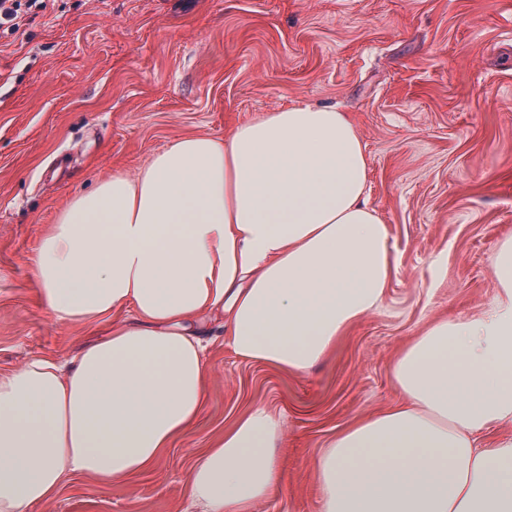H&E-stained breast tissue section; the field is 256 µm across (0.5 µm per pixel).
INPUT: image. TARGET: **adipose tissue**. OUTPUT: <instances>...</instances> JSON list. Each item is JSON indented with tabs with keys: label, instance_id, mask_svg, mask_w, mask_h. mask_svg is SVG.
<instances>
[{
	"label": "adipose tissue",
	"instance_id": "ef3b65f1",
	"mask_svg": "<svg viewBox=\"0 0 512 512\" xmlns=\"http://www.w3.org/2000/svg\"><path fill=\"white\" fill-rule=\"evenodd\" d=\"M369 167L347 114L294 104L74 196L40 242V295L58 320L111 328L69 365L0 373V512H31L74 474L146 470L187 433L209 378L195 319L222 312L235 356L299 374L378 310L397 260ZM489 271L494 303L431 322L391 365L399 402L328 441L321 512H512V436L481 437L512 424V237ZM280 433L262 407L226 427L190 473L193 505L254 512L282 482Z\"/></svg>",
	"mask_w": 512,
	"mask_h": 512
}]
</instances>
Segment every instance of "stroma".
I'll use <instances>...</instances> for the list:
<instances>
[{"label": "stroma", "mask_w": 512, "mask_h": 512, "mask_svg": "<svg viewBox=\"0 0 512 512\" xmlns=\"http://www.w3.org/2000/svg\"><path fill=\"white\" fill-rule=\"evenodd\" d=\"M297 102L345 112L367 147L368 203L397 259L382 307L299 375L214 335L191 432L122 480L71 477L36 512H195L192 468L256 406L281 422L283 486L255 512H321L318 457L399 401L398 351L496 296L489 261L512 237V0H47L0 33V373L68 362L105 331L56 320L38 295L41 237L72 197Z\"/></svg>", "instance_id": "35a3bbf8"}]
</instances>
